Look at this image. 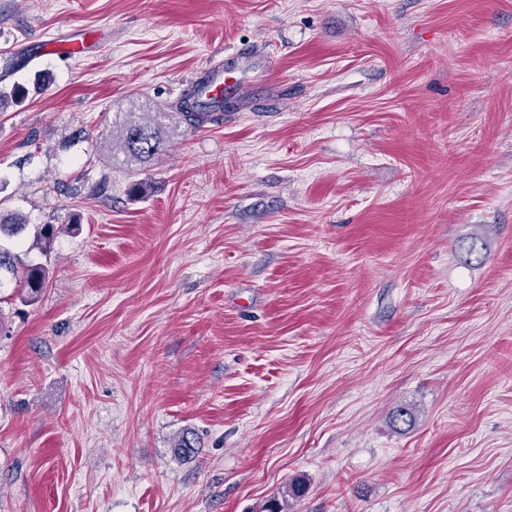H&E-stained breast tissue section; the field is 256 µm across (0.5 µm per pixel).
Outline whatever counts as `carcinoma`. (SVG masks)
Wrapping results in <instances>:
<instances>
[{
    "label": "carcinoma",
    "mask_w": 512,
    "mask_h": 512,
    "mask_svg": "<svg viewBox=\"0 0 512 512\" xmlns=\"http://www.w3.org/2000/svg\"><path fill=\"white\" fill-rule=\"evenodd\" d=\"M28 89L15 83L11 87L0 88V100H12L21 103L25 100ZM177 118L178 123L192 131L203 127L207 123L218 120L213 112L205 111L199 96L186 94L177 103V112H134L125 113L119 122V135L116 141L109 142L112 156L123 155L124 162L147 164L157 158L165 150V137L167 122L171 118ZM27 221L20 213L0 214V238L15 237L25 230ZM6 271L14 279L23 284L26 290L22 297L23 302L33 304L37 302L45 281L48 270L41 265L23 266L16 265L15 256L10 249L0 244V272ZM304 493V485L297 480L288 485L284 492L283 502L273 499L266 502L259 512H285L288 498H298Z\"/></svg>",
    "instance_id": "obj_1"
}]
</instances>
